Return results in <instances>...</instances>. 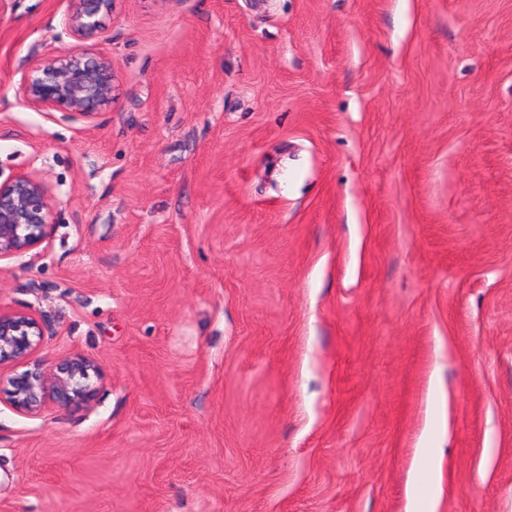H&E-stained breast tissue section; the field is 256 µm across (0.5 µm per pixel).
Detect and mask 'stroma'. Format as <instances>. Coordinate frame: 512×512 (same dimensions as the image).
<instances>
[{
  "label": "stroma",
  "instance_id": "1",
  "mask_svg": "<svg viewBox=\"0 0 512 512\" xmlns=\"http://www.w3.org/2000/svg\"><path fill=\"white\" fill-rule=\"evenodd\" d=\"M70 5L0 0V179L52 188L0 305L98 394L0 404V512H512V0H116L62 121ZM26 104L63 120L90 119L115 97L112 60L97 52H62L35 60L21 79Z\"/></svg>",
  "mask_w": 512,
  "mask_h": 512
}]
</instances>
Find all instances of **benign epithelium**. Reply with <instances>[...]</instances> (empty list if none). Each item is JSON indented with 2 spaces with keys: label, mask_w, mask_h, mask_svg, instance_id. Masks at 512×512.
<instances>
[{
  "label": "benign epithelium",
  "mask_w": 512,
  "mask_h": 512,
  "mask_svg": "<svg viewBox=\"0 0 512 512\" xmlns=\"http://www.w3.org/2000/svg\"><path fill=\"white\" fill-rule=\"evenodd\" d=\"M115 0H72L60 25L77 40L105 37V18ZM26 104L63 120L92 118L115 97L112 60L97 52H62L35 60L21 79ZM51 190L33 172L0 180V262L38 252L50 228ZM48 319L31 303L0 306V404L26 416L49 407L64 410L88 405L97 394L93 359L74 354L57 362L40 356Z\"/></svg>",
  "instance_id": "obj_1"
}]
</instances>
